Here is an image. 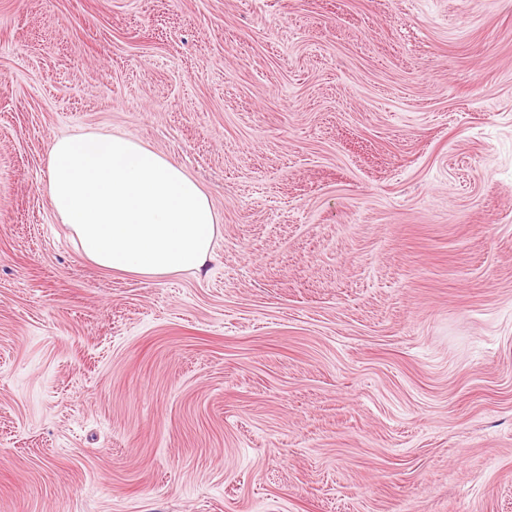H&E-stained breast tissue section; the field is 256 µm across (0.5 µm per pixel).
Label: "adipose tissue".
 Listing matches in <instances>:
<instances>
[{
  "instance_id": "ef3b65f1",
  "label": "adipose tissue",
  "mask_w": 512,
  "mask_h": 512,
  "mask_svg": "<svg viewBox=\"0 0 512 512\" xmlns=\"http://www.w3.org/2000/svg\"><path fill=\"white\" fill-rule=\"evenodd\" d=\"M47 195L83 259L146 279L201 270L217 214L179 165L121 136L55 139Z\"/></svg>"
}]
</instances>
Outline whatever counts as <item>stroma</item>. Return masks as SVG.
I'll return each mask as SVG.
<instances>
[{
    "instance_id": "stroma-1",
    "label": "stroma",
    "mask_w": 512,
    "mask_h": 512,
    "mask_svg": "<svg viewBox=\"0 0 512 512\" xmlns=\"http://www.w3.org/2000/svg\"><path fill=\"white\" fill-rule=\"evenodd\" d=\"M82 132L203 271L79 255ZM0 512H512V0H0ZM47 195L83 259L146 279L200 271L211 258L217 214L179 165L121 135L57 138Z\"/></svg>"
}]
</instances>
